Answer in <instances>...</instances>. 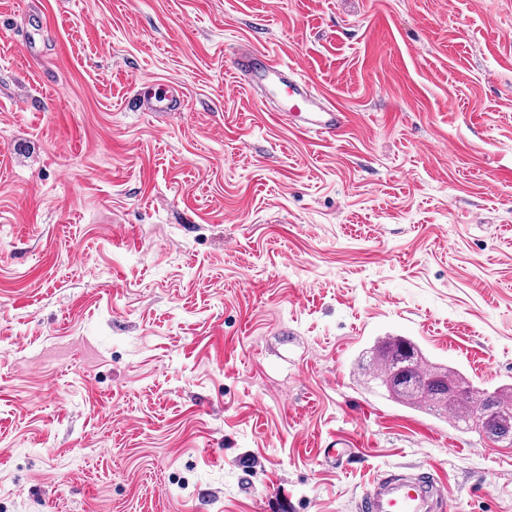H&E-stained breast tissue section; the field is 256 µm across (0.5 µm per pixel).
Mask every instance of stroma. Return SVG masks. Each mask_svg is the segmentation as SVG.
<instances>
[{
	"label": "stroma",
	"instance_id": "1",
	"mask_svg": "<svg viewBox=\"0 0 512 512\" xmlns=\"http://www.w3.org/2000/svg\"><path fill=\"white\" fill-rule=\"evenodd\" d=\"M381 336L512 386V0H0V512H355L421 465L512 512V446L364 385ZM234 75L249 90L264 92L279 103L278 119L301 133L334 135L346 123V113L325 101L297 70L269 54L241 49L235 54Z\"/></svg>",
	"mask_w": 512,
	"mask_h": 512
}]
</instances>
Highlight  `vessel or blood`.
Instances as JSON below:
<instances>
[{"label": "vessel or blood", "mask_w": 512, "mask_h": 512, "mask_svg": "<svg viewBox=\"0 0 512 512\" xmlns=\"http://www.w3.org/2000/svg\"><path fill=\"white\" fill-rule=\"evenodd\" d=\"M234 75L248 89L276 99L278 119L302 133L333 135L346 123V114L323 96L297 70L251 48L235 55ZM442 494L434 475L408 477L396 472L372 480L362 493L357 512H440Z\"/></svg>", "instance_id": "obj_1"}]
</instances>
